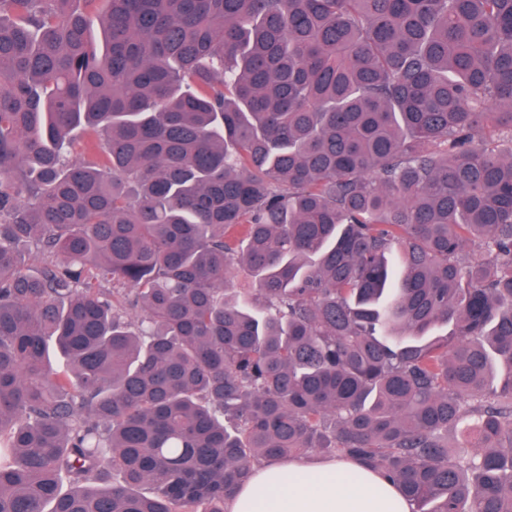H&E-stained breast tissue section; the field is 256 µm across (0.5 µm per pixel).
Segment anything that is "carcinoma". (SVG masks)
I'll list each match as a JSON object with an SVG mask.
<instances>
[{
	"label": "carcinoma",
	"mask_w": 512,
	"mask_h": 512,
	"mask_svg": "<svg viewBox=\"0 0 512 512\" xmlns=\"http://www.w3.org/2000/svg\"><path fill=\"white\" fill-rule=\"evenodd\" d=\"M313 452L512 512V0H0V512Z\"/></svg>",
	"instance_id": "cac0c4a2"
}]
</instances>
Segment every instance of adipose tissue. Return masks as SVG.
Returning <instances> with one entry per match:
<instances>
[{"label":"adipose tissue","mask_w":512,"mask_h":512,"mask_svg":"<svg viewBox=\"0 0 512 512\" xmlns=\"http://www.w3.org/2000/svg\"><path fill=\"white\" fill-rule=\"evenodd\" d=\"M263 494H256V487ZM226 512H411L410 501L379 473L346 459L300 458L257 466Z\"/></svg>","instance_id":"obj_1"}]
</instances>
